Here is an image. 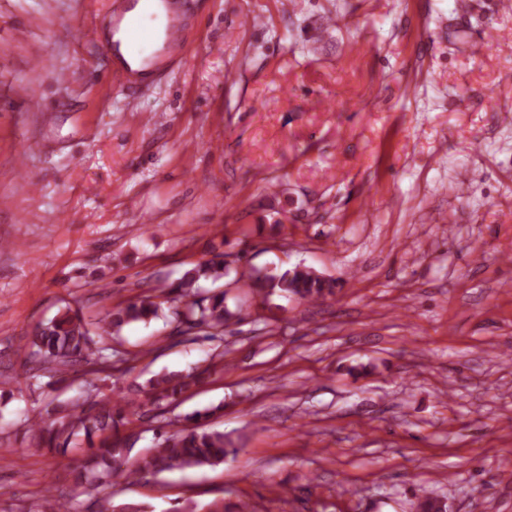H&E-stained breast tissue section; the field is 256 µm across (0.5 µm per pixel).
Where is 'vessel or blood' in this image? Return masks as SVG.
<instances>
[{
    "label": "vessel or blood",
    "mask_w": 512,
    "mask_h": 512,
    "mask_svg": "<svg viewBox=\"0 0 512 512\" xmlns=\"http://www.w3.org/2000/svg\"><path fill=\"white\" fill-rule=\"evenodd\" d=\"M179 0H106L114 37L106 52L112 59L107 75L121 84H136L153 74L162 50L184 52L186 26L174 18Z\"/></svg>",
    "instance_id": "vessel-or-blood-1"
}]
</instances>
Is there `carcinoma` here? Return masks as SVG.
<instances>
[{"mask_svg":"<svg viewBox=\"0 0 512 512\" xmlns=\"http://www.w3.org/2000/svg\"><path fill=\"white\" fill-rule=\"evenodd\" d=\"M228 274L224 254L214 253L186 271L172 288L184 303L177 313L181 334H199L208 340L224 336V327L234 318L225 303L222 291L198 296L200 279L217 282ZM247 285L268 297L274 293L294 296L305 301L324 300L335 293V283L309 267L297 266L281 273L269 272L262 276L250 275ZM161 303L144 296L107 312L95 330H90L80 314L67 307L51 320L38 325L30 341V358L36 363L29 378L40 373H62L76 364L84 365L83 375L96 380L112 379L118 370L112 361V347L97 343L106 337L116 339L123 328L132 322L148 321L158 315ZM202 381L197 372H165L149 378L136 389L121 390L118 398L92 400L83 405H65L50 400L27 417L28 431L37 447L49 452H64L79 438L88 443L100 438L84 464L75 472V482L92 485L104 478L115 483L140 482L150 476L173 469L217 466L238 448L220 430L209 427L205 420L214 410L196 411L188 416L186 424L176 433L162 437L145 458L131 463L125 449L112 444V432L129 411L138 413L147 405L164 400L174 401L190 386ZM418 512H447L442 499L422 493L418 497Z\"/></svg>","mask_w":512,"mask_h":512,"instance_id":"carcinoma-1","label":"carcinoma"}]
</instances>
